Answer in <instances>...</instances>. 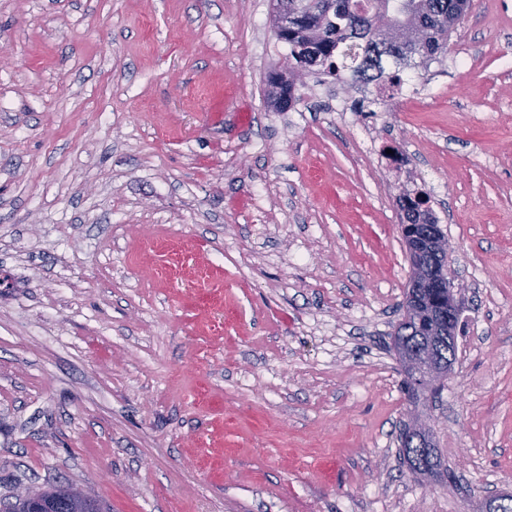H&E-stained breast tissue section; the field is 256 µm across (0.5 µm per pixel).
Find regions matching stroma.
<instances>
[{
	"instance_id": "stroma-1",
	"label": "stroma",
	"mask_w": 512,
	"mask_h": 512,
	"mask_svg": "<svg viewBox=\"0 0 512 512\" xmlns=\"http://www.w3.org/2000/svg\"><path fill=\"white\" fill-rule=\"evenodd\" d=\"M273 0H0V502L477 512L512 494V0L398 93L308 76ZM397 150L404 166L391 162ZM426 192L465 288L446 386L390 349ZM429 421L460 481L398 443ZM63 487H59L60 493L52 499L50 508L48 511L51 512H69V507L72 512H84V501L86 492L80 491L77 488L71 487L63 491L64 495L67 496V502L64 495L61 492Z\"/></svg>"
}]
</instances>
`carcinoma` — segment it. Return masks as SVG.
<instances>
[{"mask_svg": "<svg viewBox=\"0 0 512 512\" xmlns=\"http://www.w3.org/2000/svg\"><path fill=\"white\" fill-rule=\"evenodd\" d=\"M314 2L298 14L288 31H276L278 40L288 45V69L271 77L275 88L272 105L281 112L297 101L296 81L303 75H324L339 83L377 81L383 91L400 90V67L389 71L380 65L364 64L373 39L401 36L422 61L435 60L447 52L449 38L469 4V0H411L412 10L400 13L393 8L395 0H367L360 15L349 9L350 0ZM427 203L422 192L414 197L405 195L404 219L411 224L436 223ZM431 297L429 290L419 292L407 321L399 325L398 339L417 352L431 348L434 364L442 370L448 367V358H456V346L448 344V337L431 325ZM418 437L427 441L426 446L412 448L404 443L408 466L422 474L449 473L447 462L435 448L434 433L425 428Z\"/></svg>", "mask_w": 512, "mask_h": 512, "instance_id": "obj_1", "label": "carcinoma"}]
</instances>
